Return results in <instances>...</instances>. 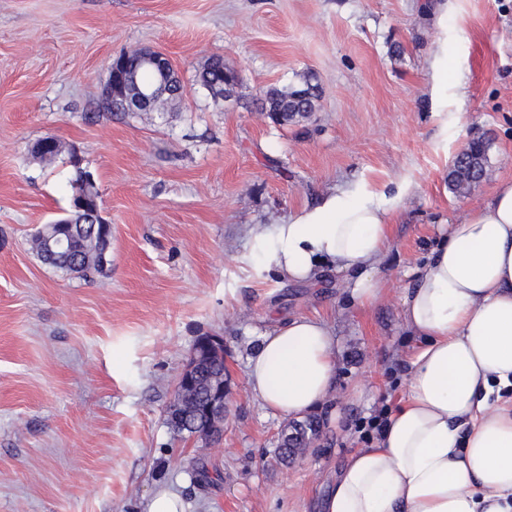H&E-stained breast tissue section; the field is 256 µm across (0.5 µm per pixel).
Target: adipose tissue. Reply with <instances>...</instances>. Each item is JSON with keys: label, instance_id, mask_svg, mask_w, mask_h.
Instances as JSON below:
<instances>
[{"label": "adipose tissue", "instance_id": "obj_1", "mask_svg": "<svg viewBox=\"0 0 512 512\" xmlns=\"http://www.w3.org/2000/svg\"><path fill=\"white\" fill-rule=\"evenodd\" d=\"M400 214V195L334 187L260 237L281 277L314 280L328 261L366 305L386 286L380 261ZM410 273L402 322L420 344L406 397L337 475L323 512H512V177L445 226ZM335 346L322 319L275 326L248 359V391L285 416L328 405Z\"/></svg>", "mask_w": 512, "mask_h": 512}]
</instances>
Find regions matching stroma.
<instances>
[{"label":"stroma","instance_id":"35a3bbf8","mask_svg":"<svg viewBox=\"0 0 512 512\" xmlns=\"http://www.w3.org/2000/svg\"><path fill=\"white\" fill-rule=\"evenodd\" d=\"M0 0V512H146L167 489L185 512H317L358 428L395 408L417 341L402 326L408 271L466 208L512 175V0ZM448 45L432 110V46ZM165 54L185 88L163 112L100 104L122 52ZM239 82L221 102L195 82L212 55ZM313 75L317 112L281 124L263 92ZM491 140L490 177L458 198L447 173ZM56 137L50 163L30 145ZM91 172L112 226L106 271L74 277L31 248ZM409 183L381 267L388 294L359 306L342 274L280 279L264 227L329 188ZM324 319L336 338L330 408L304 455L279 463L297 419L248 392L264 330ZM224 339V430L202 443L168 422L198 337ZM205 471L206 481L196 479Z\"/></svg>","mask_w":512,"mask_h":512}]
</instances>
